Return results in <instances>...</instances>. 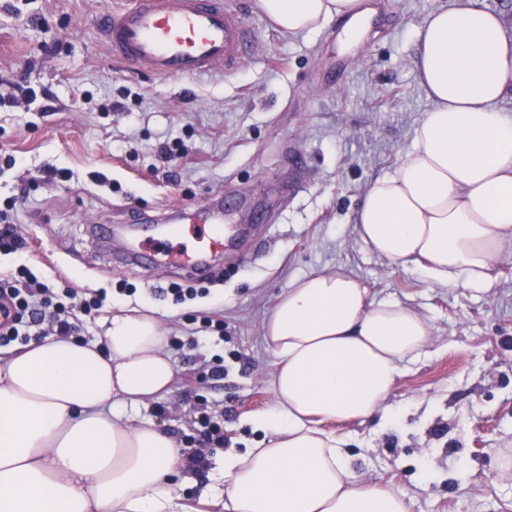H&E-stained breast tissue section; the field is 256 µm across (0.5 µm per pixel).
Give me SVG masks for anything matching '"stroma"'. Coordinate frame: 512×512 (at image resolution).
Wrapping results in <instances>:
<instances>
[{
  "label": "stroma",
  "mask_w": 512,
  "mask_h": 512,
  "mask_svg": "<svg viewBox=\"0 0 512 512\" xmlns=\"http://www.w3.org/2000/svg\"><path fill=\"white\" fill-rule=\"evenodd\" d=\"M122 2L0 0V147L18 158L0 173V203L22 198L17 231L28 242L26 253L0 254V274L24 263L59 288L106 289L111 302L84 325L90 341L122 309H153L176 376L137 419L189 452L210 415L224 430L214 458L260 440L251 420L275 405L263 325L280 294L343 267L371 299L411 305L432 329L384 412L332 424L355 475L404 489L409 512H512V257L493 288H447L373 254L352 221L431 106L417 80L416 28L451 0H371L375 36L351 47L342 19L289 35L256 0H232L257 32L254 52L232 73L198 79L113 57L98 23ZM176 137L179 154L162 153ZM297 155L307 178L286 197ZM219 194L239 199L234 221L254 225L257 256L245 266L224 256L206 293L182 302L169 288L194 287L189 276L119 265L89 231ZM424 461L437 474L427 484Z\"/></svg>",
  "instance_id": "1"
}]
</instances>
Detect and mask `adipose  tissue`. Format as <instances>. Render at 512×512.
I'll return each mask as SVG.
<instances>
[{"label": "adipose tissue", "mask_w": 512, "mask_h": 512, "mask_svg": "<svg viewBox=\"0 0 512 512\" xmlns=\"http://www.w3.org/2000/svg\"><path fill=\"white\" fill-rule=\"evenodd\" d=\"M289 34L346 18L361 0H258ZM416 70L431 107L394 173L375 179L353 216L361 241L427 281L486 289L512 244V38L477 0H452L417 28ZM277 368L265 437L214 461L204 504L225 512H408L407 496L358 481L330 422L379 411L426 352L428 318L370 300L344 269L293 281L264 324ZM174 368L158 318L129 308L98 342L50 337L0 365V512H187L175 481L187 463L171 436L126 421L169 392Z\"/></svg>", "instance_id": "1"}]
</instances>
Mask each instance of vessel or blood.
Returning <instances> with one entry per match:
<instances>
[{
	"label": "vessel or blood",
	"mask_w": 512,
	"mask_h": 512,
	"mask_svg": "<svg viewBox=\"0 0 512 512\" xmlns=\"http://www.w3.org/2000/svg\"><path fill=\"white\" fill-rule=\"evenodd\" d=\"M100 27L115 58L173 78H198L218 68L234 72L255 43L253 28L230 0H129L102 18ZM225 209L221 203L186 212L194 223L189 247L180 242L181 225H162L154 238L151 225L133 223L125 255L132 262L204 277L216 255L238 244L233 226L224 222Z\"/></svg>",
	"instance_id": "b4317fda"
}]
</instances>
